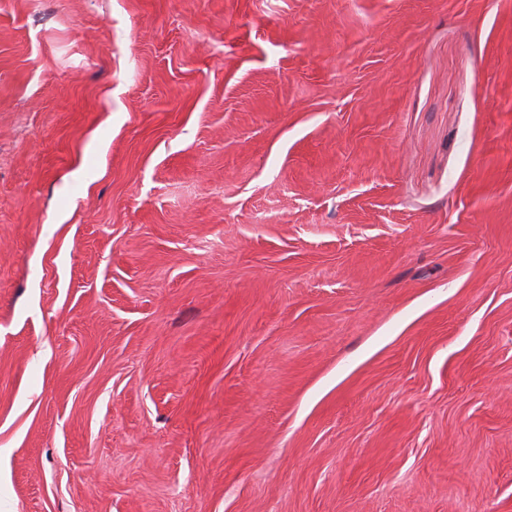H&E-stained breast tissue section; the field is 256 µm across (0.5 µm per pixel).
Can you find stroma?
I'll use <instances>...</instances> for the list:
<instances>
[{"mask_svg":"<svg viewBox=\"0 0 512 512\" xmlns=\"http://www.w3.org/2000/svg\"><path fill=\"white\" fill-rule=\"evenodd\" d=\"M0 512H512V0H0Z\"/></svg>","mask_w":512,"mask_h":512,"instance_id":"35a3bbf8","label":"stroma"}]
</instances>
